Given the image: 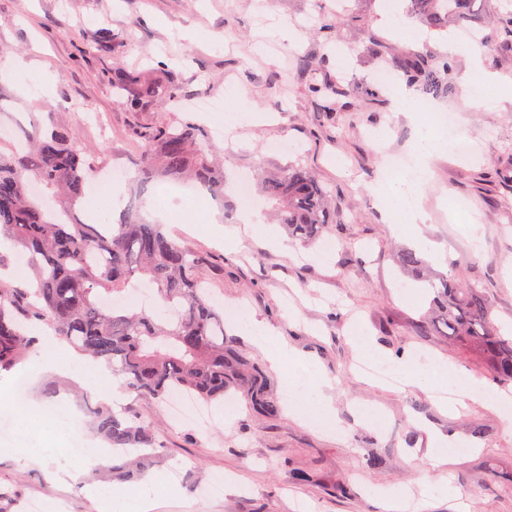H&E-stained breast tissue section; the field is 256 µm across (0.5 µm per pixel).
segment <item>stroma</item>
Here are the masks:
<instances>
[{
  "label": "stroma",
  "instance_id": "stroma-1",
  "mask_svg": "<svg viewBox=\"0 0 512 512\" xmlns=\"http://www.w3.org/2000/svg\"><path fill=\"white\" fill-rule=\"evenodd\" d=\"M388 2L349 0L340 22L333 0H0V59L33 65L10 79L0 96V122L17 130L36 121L72 129L103 171L116 165L129 171L118 207L100 201L91 211L80 204L75 220H103L130 206L149 216L161 184L134 178L140 161L135 131L199 121L201 141L224 152V193L207 192L188 203L162 201L161 212L186 215L185 222L167 223L169 235L223 263V271L205 273L217 311L237 307L253 315L332 383L336 430L330 433L311 415L291 413L287 368L275 367L226 316L227 333L268 379L280 413L260 415L239 397L234 411L217 403L208 421L179 423L165 402L123 394L116 408L132 410L153 427L164 457L155 471L166 488L153 495L151 512H388L390 497L406 491L414 512H512V398L456 409L432 389L408 382L394 388L356 368L360 331L380 356L408 361L423 353L490 391L499 389L483 351L421 330L432 305L424 285L416 286L413 298L403 297L411 279L394 255L420 239L446 256L432 262L434 271L484 291L495 323L512 330V183L498 176L500 166L512 161V102L474 106L460 85L464 56L451 59L449 97L431 102L419 94L415 100L452 109L478 152L432 160L423 198L427 219L420 227L392 230L367 189L387 156L407 153L413 138L410 120L389 106L388 93L402 84V74L394 72L387 84L374 81L382 63L368 34L396 53L440 51L446 43L445 33L427 29L390 36ZM310 12L317 20L308 25ZM273 24L297 31L290 53H282V41L267 38ZM104 27L113 33L106 47L96 41ZM318 64L350 93V111L334 119L325 117L307 89L306 75ZM37 68L56 77L50 95L38 87ZM117 70L159 81L182 99L207 100L214 110L199 120L160 95L131 111L126 91L112 80ZM244 100L270 120L243 125L238 140L225 144L217 132L225 114L237 112ZM291 164L306 168L327 192L330 230L310 243L290 240L280 250L246 225L240 245L225 244L212 225L237 223L239 178ZM454 205L477 216V235H458ZM55 378L34 356L0 375V393L14 394L17 380H25L26 398L39 408L45 384ZM66 386L60 417L74 422L73 430L62 431L59 417L29 427L0 411V488L12 493L16 512L34 501L49 510L61 500L69 512H106L92 484L82 481L85 469L43 450L57 439L87 457L106 447L84 412L85 402L99 401V394L71 380ZM438 435L462 445V452L436 447ZM19 445L37 449V456H10ZM221 475L232 484L212 494L209 487ZM436 481L447 483V494L425 495Z\"/></svg>",
  "mask_w": 512,
  "mask_h": 512
}]
</instances>
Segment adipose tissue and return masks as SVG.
Returning <instances> with one entry per match:
<instances>
[{"label": "adipose tissue", "instance_id": "1", "mask_svg": "<svg viewBox=\"0 0 512 512\" xmlns=\"http://www.w3.org/2000/svg\"><path fill=\"white\" fill-rule=\"evenodd\" d=\"M450 145L435 130L426 124L416 123L412 168L391 174L381 171L370 190L380 203V211L386 223L404 218L409 223L424 222L426 215L419 205L429 179V162L434 155L448 151ZM50 370L62 375L77 376L87 388L97 393L116 395L112 375L102 364L68 352L55 351L45 357ZM329 381L313 365L307 366L304 374L293 377L291 389L294 394L293 407L301 412H318L317 424L325 430H334L335 418L331 400L327 393ZM160 476L146 475L136 490L116 488L110 485L98 487L95 495L107 502L112 512H146L152 492L162 489Z\"/></svg>", "mask_w": 512, "mask_h": 512}]
</instances>
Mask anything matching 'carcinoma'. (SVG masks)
Instances as JSON below:
<instances>
[{"label":"carcinoma","instance_id":"obj_1","mask_svg":"<svg viewBox=\"0 0 512 512\" xmlns=\"http://www.w3.org/2000/svg\"><path fill=\"white\" fill-rule=\"evenodd\" d=\"M405 2L406 13L430 30L446 31L477 15L475 0ZM494 23L498 36L512 42V0H500ZM397 68L425 95L452 93L444 53L404 56ZM114 81L129 90L127 105L133 110L160 94L177 100L172 89L125 71L115 72ZM311 92L327 102L344 89L314 79ZM136 135L144 143L145 178L157 175L224 193V173L209 160L212 149L197 138L193 124L145 127ZM94 164V153L70 129L38 125L10 141L0 136V234L24 250L33 272L29 283L0 278V373L37 353L28 327L36 320L123 377L138 400L164 401L175 389L207 402L242 392L255 412L277 416L267 378L236 349V339L224 332V317L209 303L203 270L212 266L211 257L133 210L108 224L72 222V208L82 199ZM31 184L51 192L61 207H44L29 193ZM261 191L277 202L292 237L311 242L328 228L324 191L304 168L261 176ZM395 262L405 275L424 279L426 261L416 251H399ZM134 278L156 289L160 308L137 312L104 305L107 297L124 296ZM429 284L436 310L425 323L480 346L492 359L494 380L511 384L512 336L494 325L487 295L446 275ZM85 413L112 447L104 479L133 482L160 461L152 429L138 418L105 403L87 404Z\"/></svg>","mask_w":512,"mask_h":512}]
</instances>
